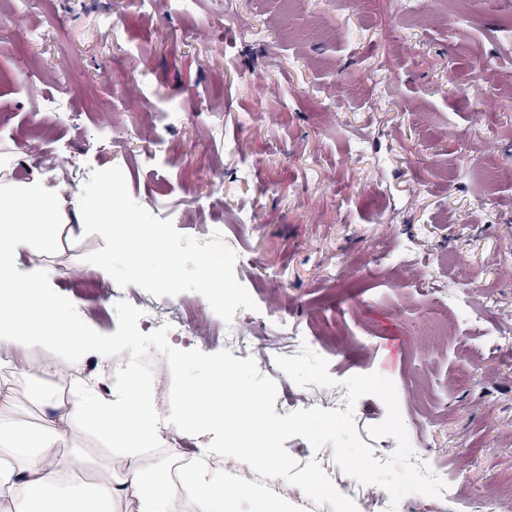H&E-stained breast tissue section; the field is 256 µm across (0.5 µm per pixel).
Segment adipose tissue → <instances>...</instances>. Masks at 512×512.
Returning a JSON list of instances; mask_svg holds the SVG:
<instances>
[{
	"label": "adipose tissue",
	"instance_id": "obj_1",
	"mask_svg": "<svg viewBox=\"0 0 512 512\" xmlns=\"http://www.w3.org/2000/svg\"><path fill=\"white\" fill-rule=\"evenodd\" d=\"M58 219L57 200L42 183L0 184V344L21 350L40 345L75 356L91 339L54 303L41 270L13 274L22 253L39 257L53 249L50 228ZM30 395L44 407L34 424L11 416L16 387L0 391V512H229L251 492L246 484L224 480L222 404L237 402L253 417L260 403L244 399L242 380L224 366H212L207 381L183 396V419L198 423L207 442L196 462L176 474L165 463H143L158 421L140 393L120 389L105 400L88 388L68 403L37 387ZM77 424L91 425L116 451L121 467L77 448L59 451L67 429Z\"/></svg>",
	"mask_w": 512,
	"mask_h": 512
}]
</instances>
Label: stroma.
Returning a JSON list of instances; mask_svg holds the SVG:
<instances>
[{
	"mask_svg": "<svg viewBox=\"0 0 512 512\" xmlns=\"http://www.w3.org/2000/svg\"><path fill=\"white\" fill-rule=\"evenodd\" d=\"M421 2L416 15L406 0H10L0 178L57 192L50 283L114 333L111 299L69 280L113 284L84 260L105 242L84 233L81 193L22 147L42 97L70 99L81 125L45 132L70 168L125 162L155 216L179 209L178 231L203 242L223 229L259 311L314 340L333 378L394 382L412 447L454 490L396 512H512V13ZM452 289L482 324L449 306ZM29 356L102 377L100 398L115 388L95 347ZM204 443L176 429L145 461L176 470Z\"/></svg>",
	"mask_w": 512,
	"mask_h": 512,
	"instance_id": "obj_1",
	"label": "stroma"
}]
</instances>
